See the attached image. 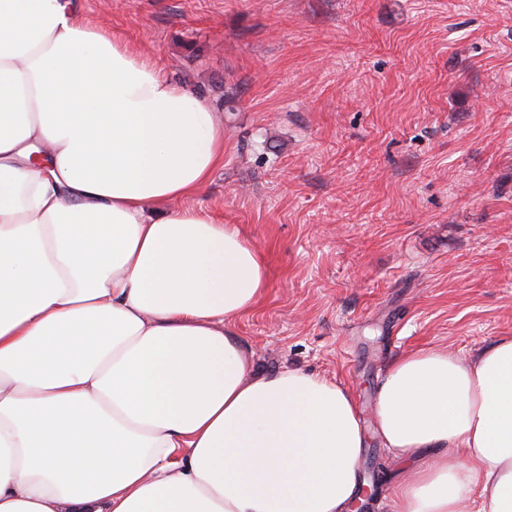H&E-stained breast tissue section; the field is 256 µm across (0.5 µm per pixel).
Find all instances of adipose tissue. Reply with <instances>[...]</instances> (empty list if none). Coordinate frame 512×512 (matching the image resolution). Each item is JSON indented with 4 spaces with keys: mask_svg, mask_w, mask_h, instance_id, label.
<instances>
[{
    "mask_svg": "<svg viewBox=\"0 0 512 512\" xmlns=\"http://www.w3.org/2000/svg\"><path fill=\"white\" fill-rule=\"evenodd\" d=\"M224 122L68 0H0V512H351L347 385L256 370V247L181 207ZM376 435L432 449L395 512H512V336L385 370Z\"/></svg>",
    "mask_w": 512,
    "mask_h": 512,
    "instance_id": "ef3b65f1",
    "label": "adipose tissue"
}]
</instances>
